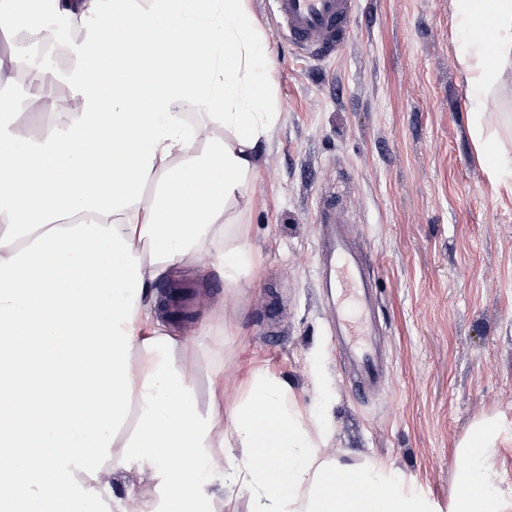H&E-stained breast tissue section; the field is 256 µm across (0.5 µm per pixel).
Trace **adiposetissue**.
I'll return each instance as SVG.
<instances>
[{
	"instance_id": "adipose-tissue-1",
	"label": "adipose tissue",
	"mask_w": 512,
	"mask_h": 512,
	"mask_svg": "<svg viewBox=\"0 0 512 512\" xmlns=\"http://www.w3.org/2000/svg\"><path fill=\"white\" fill-rule=\"evenodd\" d=\"M54 5L77 24L97 19L64 128L46 122L33 140L12 132L11 80L23 60L0 55V445L16 449L20 475L0 486V512H46L58 489L61 512H210L214 485L249 495L254 512H436L382 466L329 455L324 418L305 413L286 380L257 372L241 390L218 366L200 405L196 368L177 361L181 342L150 315L151 286L173 268L206 257L233 282L250 262L225 213L276 114L269 47L246 0H151L140 12L132 0ZM453 6L473 137L490 181L512 184V163L483 123L512 75V0ZM478 18L492 21L494 50L474 36ZM130 21L153 31L151 43L131 46ZM196 28L208 33L206 52H181ZM0 33L51 37L19 0H0ZM192 107L206 119L190 120ZM91 169L102 178L88 187ZM149 184L157 192L146 203ZM64 347L100 379L80 412L52 386ZM498 441L485 416L459 443L448 512H512V489L497 486ZM64 443L75 453H59ZM132 471L154 497L138 478L102 498L103 473Z\"/></svg>"
}]
</instances>
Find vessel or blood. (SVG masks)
I'll list each match as a JSON object with an SVG mask.
<instances>
[{
  "label": "vessel or blood",
  "mask_w": 512,
  "mask_h": 512,
  "mask_svg": "<svg viewBox=\"0 0 512 512\" xmlns=\"http://www.w3.org/2000/svg\"><path fill=\"white\" fill-rule=\"evenodd\" d=\"M280 35L296 51L315 60L341 52L351 38L358 0H273ZM324 239L321 286L336 304L334 326L339 352L350 365L362 395L375 394L382 379V353L374 316L370 271L355 237L336 208L318 216ZM58 389L79 399L89 396V383L78 371L61 372Z\"/></svg>",
  "instance_id": "vessel-or-blood-1"
}]
</instances>
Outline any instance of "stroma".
<instances>
[{
	"label": "stroma",
	"mask_w": 512,
	"mask_h": 512,
	"mask_svg": "<svg viewBox=\"0 0 512 512\" xmlns=\"http://www.w3.org/2000/svg\"><path fill=\"white\" fill-rule=\"evenodd\" d=\"M270 49L277 117L244 200L230 207L252 263L229 283L209 260L156 288L189 292L188 319L154 302L186 338L200 397L213 360L246 379L285 378L304 410L325 412L329 450L383 463L446 512L455 448L496 416L499 485L512 488V192L492 186L468 121L451 0H360L352 38L315 62L279 36L271 0H246ZM61 27L41 59L69 87L94 32ZM336 201L374 271L383 389L351 390L322 274L318 207Z\"/></svg>",
	"instance_id": "35a3bbf8"
}]
</instances>
